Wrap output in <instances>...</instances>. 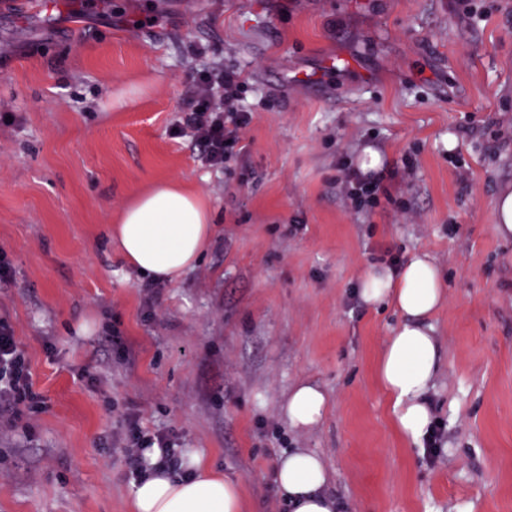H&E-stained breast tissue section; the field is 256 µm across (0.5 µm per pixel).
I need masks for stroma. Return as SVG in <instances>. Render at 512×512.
Segmentation results:
<instances>
[{"instance_id":"stroma-1","label":"stroma","mask_w":512,"mask_h":512,"mask_svg":"<svg viewBox=\"0 0 512 512\" xmlns=\"http://www.w3.org/2000/svg\"><path fill=\"white\" fill-rule=\"evenodd\" d=\"M19 0L0 12V316L46 408L0 436V512H131L128 409L283 512L284 447L318 455L337 512H512V0ZM246 79L248 153L201 162L171 125L196 69ZM401 171L355 212L336 161ZM205 199L197 264L147 294L108 229L155 181ZM429 253L439 448L403 440L374 363L401 321L360 295L380 257ZM318 386L309 431L284 412ZM495 230L502 238L512 237V186H503L495 201ZM327 410V398L317 386L301 383L295 385L285 405V413L292 428L309 430L317 426Z\"/></svg>"}]
</instances>
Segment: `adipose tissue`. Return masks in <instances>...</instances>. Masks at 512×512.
Here are the masks:
<instances>
[{"label":"adipose tissue","mask_w":512,"mask_h":512,"mask_svg":"<svg viewBox=\"0 0 512 512\" xmlns=\"http://www.w3.org/2000/svg\"><path fill=\"white\" fill-rule=\"evenodd\" d=\"M212 234L209 205L174 181L161 180L135 195L110 229L124 262L157 281L174 282L192 268ZM366 303L389 302L402 321L381 349L375 377L392 403L393 425L407 441L419 443L433 423L428 393L440 370L439 348L430 318L445 301L440 271L429 254L417 253L400 269H373L362 282ZM327 398L317 386L301 383L288 395L285 413L292 428L317 426ZM159 451L146 449L145 476L131 485L132 512H244L238 483L211 467L193 449L182 452V471L158 468ZM279 494L290 512H335L324 494L329 473L316 454L291 448L275 472Z\"/></svg>","instance_id":"ef3b65f1"}]
</instances>
